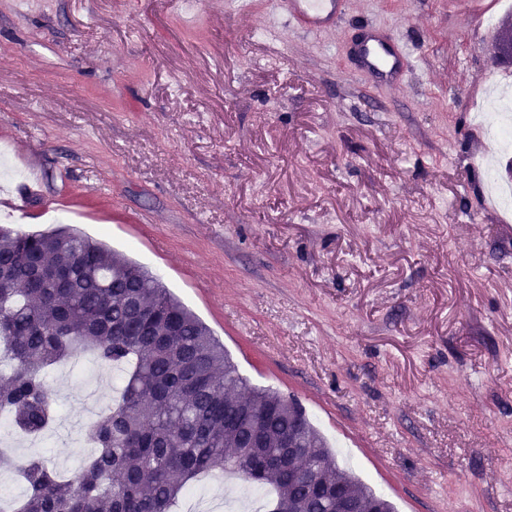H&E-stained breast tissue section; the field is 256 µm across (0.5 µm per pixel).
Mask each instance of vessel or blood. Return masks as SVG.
<instances>
[{
	"label": "vessel or blood",
	"instance_id": "vessel-or-blood-1",
	"mask_svg": "<svg viewBox=\"0 0 512 512\" xmlns=\"http://www.w3.org/2000/svg\"><path fill=\"white\" fill-rule=\"evenodd\" d=\"M345 0H276V12L286 14L290 23L310 35L332 27ZM353 52L362 71L386 83L402 82L408 72L405 54L388 35L368 29L354 44Z\"/></svg>",
	"mask_w": 512,
	"mask_h": 512
}]
</instances>
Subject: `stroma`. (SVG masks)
I'll return each mask as SVG.
<instances>
[{"mask_svg":"<svg viewBox=\"0 0 512 512\" xmlns=\"http://www.w3.org/2000/svg\"><path fill=\"white\" fill-rule=\"evenodd\" d=\"M504 0H348L328 34L269 0H0V215L126 254L212 330L252 386L296 398L398 512H512V185L495 129L512 63ZM407 47L376 86L347 45ZM41 453L78 469L85 400L120 379L45 377Z\"/></svg>","mask_w":512,"mask_h":512,"instance_id":"1","label":"stroma"}]
</instances>
